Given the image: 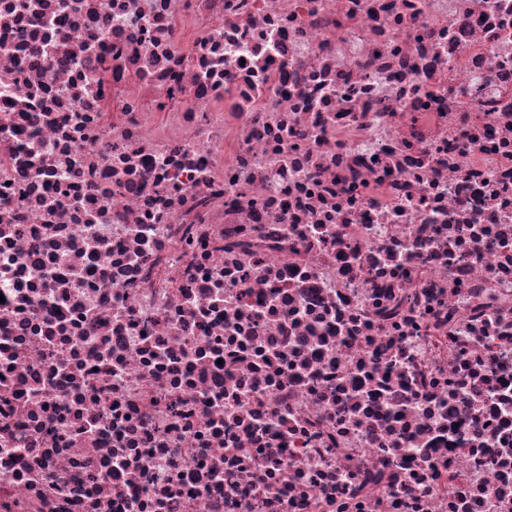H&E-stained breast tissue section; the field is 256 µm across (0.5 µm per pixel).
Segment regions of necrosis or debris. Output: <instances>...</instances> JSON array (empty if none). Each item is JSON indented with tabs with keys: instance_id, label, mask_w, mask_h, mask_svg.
Here are the masks:
<instances>
[{
	"instance_id": "1",
	"label": "necrosis or debris",
	"mask_w": 512,
	"mask_h": 512,
	"mask_svg": "<svg viewBox=\"0 0 512 512\" xmlns=\"http://www.w3.org/2000/svg\"><path fill=\"white\" fill-rule=\"evenodd\" d=\"M0 512H512V0H0Z\"/></svg>"
}]
</instances>
